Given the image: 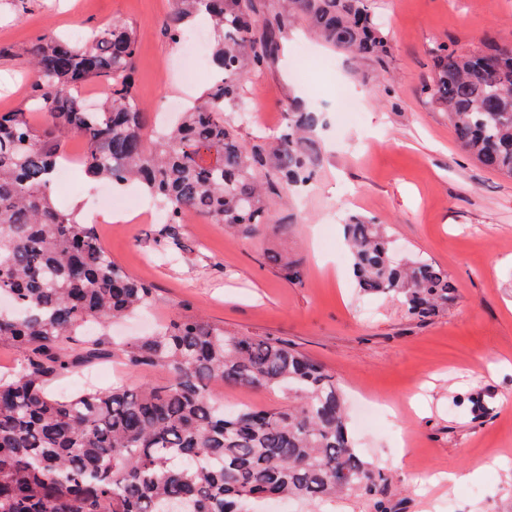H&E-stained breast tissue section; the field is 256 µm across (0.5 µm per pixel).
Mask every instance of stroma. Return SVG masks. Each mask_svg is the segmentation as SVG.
Listing matches in <instances>:
<instances>
[{"label":"stroma","mask_w":512,"mask_h":512,"mask_svg":"<svg viewBox=\"0 0 512 512\" xmlns=\"http://www.w3.org/2000/svg\"><path fill=\"white\" fill-rule=\"evenodd\" d=\"M171 9L172 0H0V46L9 49L0 112L24 105V59L44 29L85 33L115 21L139 35L135 81L149 118L201 95L214 75L185 89L183 50L164 25ZM373 12L386 57L352 56L300 26L245 81L253 116L237 127L244 142L276 137L299 107L322 117L314 184L300 199L283 187L265 196L274 231L253 237L193 217L174 244L153 219L98 226L113 260L157 294L147 315L112 334L140 336L186 315L285 341L343 382L348 406L367 400L388 414L349 429L388 476L390 512H512V178L462 150L424 92L435 81V41L459 50L488 36L512 43V0H373ZM352 217L389 225L399 252L445 270L454 305L419 321L396 301L359 293L342 238ZM275 255L299 278L286 280ZM474 392L490 394L489 413L458 404ZM448 471L462 482L431 483Z\"/></svg>","instance_id":"stroma-1"}]
</instances>
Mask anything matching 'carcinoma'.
<instances>
[{"instance_id": "obj_1", "label": "carcinoma", "mask_w": 512, "mask_h": 512, "mask_svg": "<svg viewBox=\"0 0 512 512\" xmlns=\"http://www.w3.org/2000/svg\"><path fill=\"white\" fill-rule=\"evenodd\" d=\"M259 0H173L172 39L197 15L213 25L221 70L202 104L160 129L133 81L137 32L114 22L75 43L48 28L32 42L23 108L0 113V342L23 350L0 377V512H248L251 501L335 504L374 499L388 478L360 455L347 427L343 384L267 336L231 334L177 316L122 344L116 320L151 306L154 288L117 264L95 225L55 201L63 139L82 137L85 172L113 186L132 181L161 204L170 237L187 217L248 234L272 228L263 185L308 186L315 176L316 112H290L267 143L239 140L224 106L242 104L243 82L276 57L288 26L304 20L324 41L361 55L387 53L371 0H284L262 22ZM434 105L448 113L460 147L512 178V46L492 37L469 51L432 48ZM105 85L91 112L81 88ZM33 112L46 118L39 129ZM356 287L397 301L414 318L448 308V273L417 254L399 259L385 225H343ZM112 352L130 372L161 382L54 395L50 381ZM283 394L288 405L224 410L213 386Z\"/></svg>"}]
</instances>
